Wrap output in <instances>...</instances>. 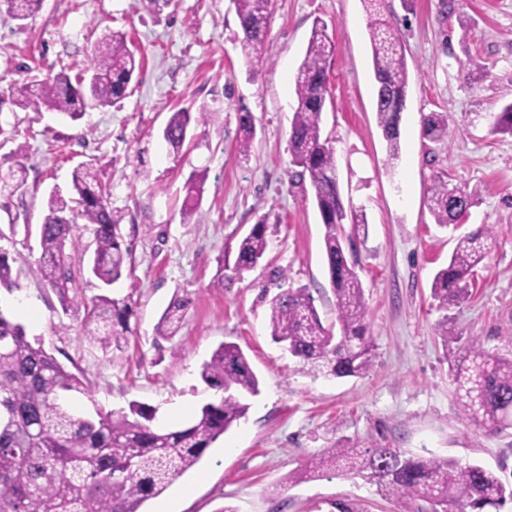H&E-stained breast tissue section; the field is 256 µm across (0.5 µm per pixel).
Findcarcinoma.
Wrapping results in <instances>:
<instances>
[{
	"label": "carcinoma",
	"mask_w": 512,
	"mask_h": 512,
	"mask_svg": "<svg viewBox=\"0 0 512 512\" xmlns=\"http://www.w3.org/2000/svg\"><path fill=\"white\" fill-rule=\"evenodd\" d=\"M239 22L241 53L250 66L267 62L272 0H232ZM43 0H0L6 15L27 20ZM368 33L377 93L375 112L389 160L399 157L400 124L409 82L402 35L378 11L369 15ZM333 44L327 26L314 22L304 59L294 81L296 107L289 138L295 176L309 180L311 198L324 226V255L336 299V329L324 326L306 288H287L269 302L271 339L282 345L307 373L335 378L356 377L371 366L374 342L368 322L364 288L357 271V245L368 234L366 213L345 204L329 140L322 122L329 94L327 63ZM140 63L124 34L110 30L95 45L90 65L75 77L61 71L37 84L13 83L14 103L24 110L55 111L77 120L89 109L112 106L127 96ZM210 113L179 110L161 130L173 154L181 152L191 127L208 123ZM423 136L442 142L449 116L432 112L423 117ZM243 137L239 151H250L254 124L240 115ZM495 133L512 135V103L495 118ZM13 150L14 189L25 184L20 158ZM203 177L192 173L185 188L183 223H189L201 198ZM429 211L441 228L457 227V218L474 204L473 194L437 178L429 188ZM91 228L95 249L88 272L102 289L117 282L131 257L121 224L123 214L112 208L98 172L81 164L72 173L69 196L50 193L39 225L42 260L32 269L38 280L55 290L61 303L73 284L71 255L76 218ZM270 215L262 216L238 242L233 258H225L214 286L224 287V271L240 276L256 268L268 248ZM491 229L484 227L457 239L448 265L434 275L431 292L442 307L459 304L468 294L474 268L483 262ZM0 288H18L7 253H0ZM191 305L174 298L155 325L154 334H177ZM133 315L125 298L99 294L85 305L81 327L90 342L104 351L119 346ZM449 376L464 416L476 426L499 434L512 428V357L486 350L471 338L449 360ZM200 378L220 392L186 425L163 429L154 425L157 408L131 401L128 407L83 414L70 406L75 394H88L86 384L49 353L31 342L24 326L0 307V512H141L142 505L161 495L192 469L230 428L246 418L248 400L260 393L259 378L242 348L224 342L203 362ZM344 469L373 482L385 499L402 500L409 512H487L512 504V482L474 463L440 457H415L399 448H329L308 459L290 481L311 480ZM328 512H367L350 499L327 502Z\"/></svg>",
	"instance_id": "obj_1"
}]
</instances>
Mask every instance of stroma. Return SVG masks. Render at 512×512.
Here are the masks:
<instances>
[{
  "instance_id": "stroma-1",
  "label": "stroma",
  "mask_w": 512,
  "mask_h": 512,
  "mask_svg": "<svg viewBox=\"0 0 512 512\" xmlns=\"http://www.w3.org/2000/svg\"><path fill=\"white\" fill-rule=\"evenodd\" d=\"M269 62L247 68L230 0H173L162 12L145 0H44L25 24L0 15V171L24 146L23 188L0 186V250L12 260L18 290L0 293L29 337L40 338L89 386L74 397L83 412L117 410L136 400L157 407L162 426L187 421L214 390L199 379L221 343H237L261 381L245 420L227 431L201 461L143 512H308L316 502L357 499L369 512H404L362 478L331 475L289 481L309 458L340 446L402 448L423 456L479 463L512 474V429L489 434L461 413L448 375L455 341H443L440 321L459 337H477L493 352L512 354V136L491 131L512 102V0H381L380 13L402 34L409 70L400 125V157L389 163L377 126L375 81L362 0H274ZM334 43L328 63L331 97L323 115L336 154L344 198L364 208L368 239L359 246V275L374 338L372 366L336 379L301 371L269 336V298L276 272L290 288L309 289L326 325L336 300L323 251V226L308 185L291 181L289 132L294 79L314 20ZM128 34L142 72L126 98L72 122L52 111L28 112L11 100L10 80L28 83L87 65L105 29ZM211 112L192 130L180 155L161 136L171 112ZM255 118L249 154L239 151L240 109ZM450 113L448 138L424 139L421 120ZM88 163L111 187L132 244L130 273L112 296L130 300L134 315L120 347L102 350L81 329L84 305L98 281L79 261L92 252V233L74 229L69 252L75 280L68 304L32 275L48 194L67 191L73 167ZM204 173L197 212L183 222L184 184ZM473 192L459 233L491 226L495 245L471 281V294L442 308L431 294L435 272L455 242L428 209L435 177ZM265 262L218 288L224 255L264 214ZM191 305L172 339L154 336L174 297Z\"/></svg>"
}]
</instances>
